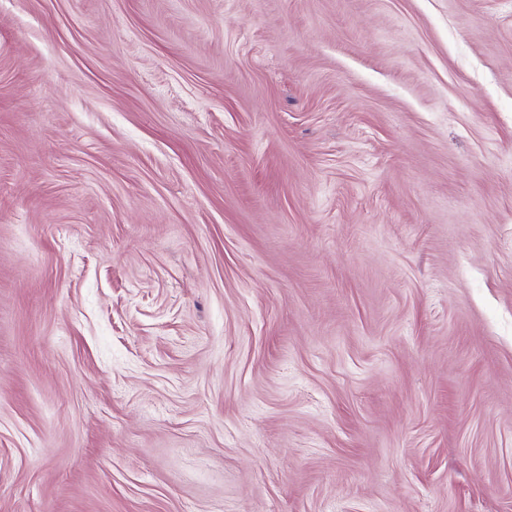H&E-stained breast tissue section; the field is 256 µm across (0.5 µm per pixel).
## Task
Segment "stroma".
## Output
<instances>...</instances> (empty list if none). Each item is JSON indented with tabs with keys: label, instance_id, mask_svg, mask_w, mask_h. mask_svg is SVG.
Masks as SVG:
<instances>
[{
	"label": "stroma",
	"instance_id": "35a3bbf8",
	"mask_svg": "<svg viewBox=\"0 0 512 512\" xmlns=\"http://www.w3.org/2000/svg\"><path fill=\"white\" fill-rule=\"evenodd\" d=\"M0 512H512V0H0Z\"/></svg>",
	"mask_w": 512,
	"mask_h": 512
}]
</instances>
